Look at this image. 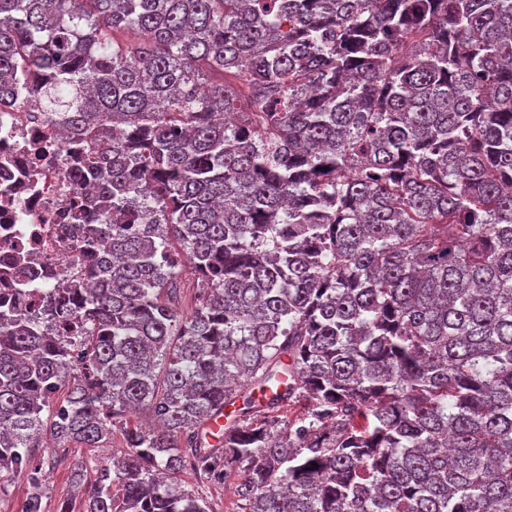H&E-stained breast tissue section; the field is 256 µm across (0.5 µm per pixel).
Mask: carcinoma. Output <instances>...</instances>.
<instances>
[{"mask_svg": "<svg viewBox=\"0 0 512 512\" xmlns=\"http://www.w3.org/2000/svg\"><path fill=\"white\" fill-rule=\"evenodd\" d=\"M22 77L94 189L63 334L0 306L25 512L139 410L84 512H512V0H0ZM121 432L115 431L112 443L109 441L104 448H80L74 443L59 445L51 429H44L34 448L37 456L48 463L45 492L48 499L47 510L52 512L60 500L71 498L72 480L76 472L84 474V482L92 483L97 477V468L110 465L112 462V446L121 447ZM178 480L185 489L198 490L211 503L215 512H230L227 509L233 507L232 495L229 491H224V485L204 487L198 483L196 476L190 471H184L178 475Z\"/></svg>", "mask_w": 512, "mask_h": 512, "instance_id": "1", "label": "carcinoma"}]
</instances>
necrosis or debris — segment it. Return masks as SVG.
Returning a JSON list of instances; mask_svg holds the SVG:
<instances>
[{
	"label": "necrosis or debris",
	"mask_w": 512,
	"mask_h": 512,
	"mask_svg": "<svg viewBox=\"0 0 512 512\" xmlns=\"http://www.w3.org/2000/svg\"><path fill=\"white\" fill-rule=\"evenodd\" d=\"M70 147L62 125L46 122L30 103L0 113V299L21 311L84 270V228L60 232L76 194ZM21 258L31 272L24 293L7 276Z\"/></svg>",
	"instance_id": "4bbe7bcc"
}]
</instances>
